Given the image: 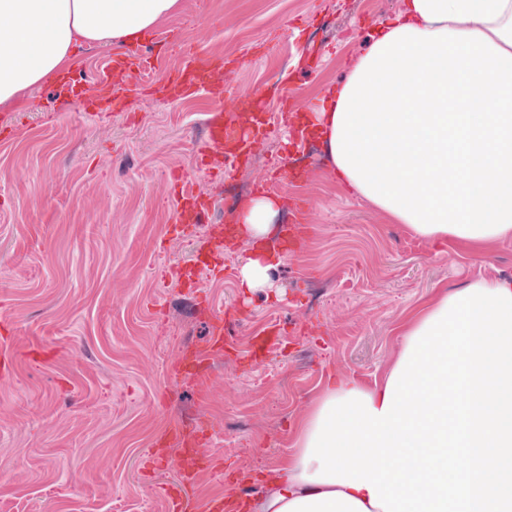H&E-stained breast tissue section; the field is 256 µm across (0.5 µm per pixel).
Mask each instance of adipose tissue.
I'll return each mask as SVG.
<instances>
[{"label": "adipose tissue", "instance_id": "adipose-tissue-1", "mask_svg": "<svg viewBox=\"0 0 512 512\" xmlns=\"http://www.w3.org/2000/svg\"><path fill=\"white\" fill-rule=\"evenodd\" d=\"M182 8V0H0V108L70 68L80 46L139 44ZM299 119L323 147L328 178L388 223L485 256L512 239V0H401ZM281 207L258 195L236 216L253 246L239 268L244 292L271 285L278 262L265 244ZM386 387L330 379L292 455L246 500L247 512H383L368 489L311 481L319 464L303 457L327 401L355 390L379 409Z\"/></svg>", "mask_w": 512, "mask_h": 512}]
</instances>
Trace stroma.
I'll return each instance as SVG.
<instances>
[{"mask_svg": "<svg viewBox=\"0 0 512 512\" xmlns=\"http://www.w3.org/2000/svg\"><path fill=\"white\" fill-rule=\"evenodd\" d=\"M400 0H183L160 27L200 58L234 56L224 73L225 117L285 96L305 106L339 78L373 25ZM182 61L180 49L127 84L129 108L99 112L80 98L35 87L11 109L0 134V312L15 354L0 377V512H166L162 486L180 468L170 453L153 477L141 468L155 441L190 416L207 452L223 457L245 493L280 466L294 429L330 376L370 384L400 340L405 317L436 288L512 276V241L481 259L385 223L325 179L322 150L309 143V182L286 185L309 202L313 233L283 256L272 288L243 293L238 271L250 243L224 252L223 277L202 275L201 292L243 317L233 354L211 357L210 397L176 376L174 359L207 336L208 315L190 293L162 283L163 265L185 259L186 240L167 236L171 176L194 175L207 195H252L274 162L291 166L289 133L271 127L252 166L232 179L196 172L209 97L162 100L137 93ZM278 325L265 359L239 356ZM55 357L30 363L28 350Z\"/></svg>", "mask_w": 512, "mask_h": 512, "instance_id": "obj_1", "label": "stroma"}]
</instances>
